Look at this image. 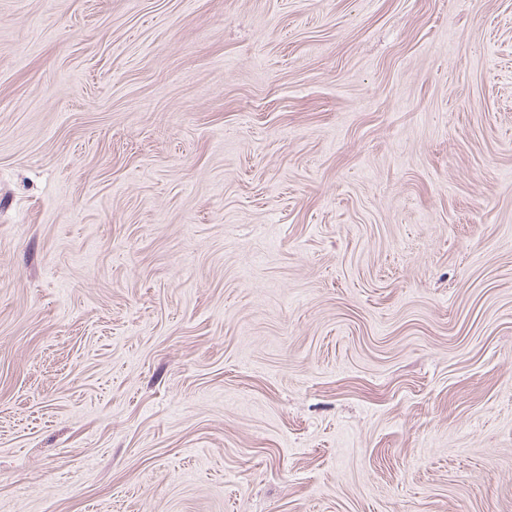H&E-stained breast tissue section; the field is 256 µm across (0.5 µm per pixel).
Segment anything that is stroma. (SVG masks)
<instances>
[{"mask_svg": "<svg viewBox=\"0 0 512 512\" xmlns=\"http://www.w3.org/2000/svg\"><path fill=\"white\" fill-rule=\"evenodd\" d=\"M0 512H512V0H0Z\"/></svg>", "mask_w": 512, "mask_h": 512, "instance_id": "1", "label": "stroma"}]
</instances>
